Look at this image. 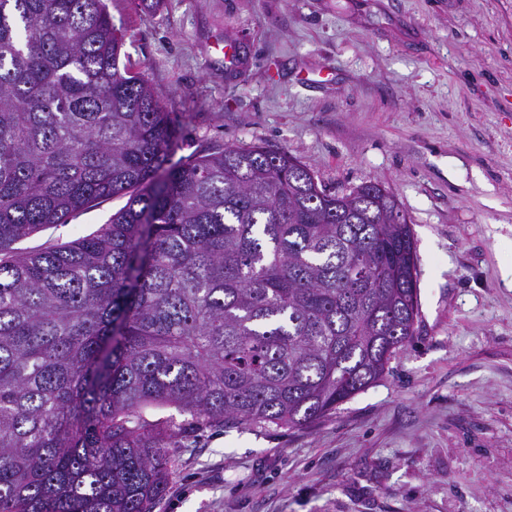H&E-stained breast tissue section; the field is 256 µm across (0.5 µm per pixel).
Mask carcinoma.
Listing matches in <instances>:
<instances>
[{"mask_svg": "<svg viewBox=\"0 0 512 512\" xmlns=\"http://www.w3.org/2000/svg\"><path fill=\"white\" fill-rule=\"evenodd\" d=\"M123 45L105 0H0V512H153L182 440L311 425L418 321L393 194L258 144L171 162ZM116 196L96 233L12 249Z\"/></svg>", "mask_w": 512, "mask_h": 512, "instance_id": "cac0c4a2", "label": "carcinoma"}]
</instances>
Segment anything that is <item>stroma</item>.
Masks as SVG:
<instances>
[{
	"label": "stroma",
	"mask_w": 512,
	"mask_h": 512,
	"mask_svg": "<svg viewBox=\"0 0 512 512\" xmlns=\"http://www.w3.org/2000/svg\"><path fill=\"white\" fill-rule=\"evenodd\" d=\"M107 7L181 128L173 159L285 151L329 190L383 185L416 240L419 318L386 375L304 429L190 437L156 512H512V0ZM125 203L19 246L89 236Z\"/></svg>",
	"instance_id": "obj_1"
}]
</instances>
